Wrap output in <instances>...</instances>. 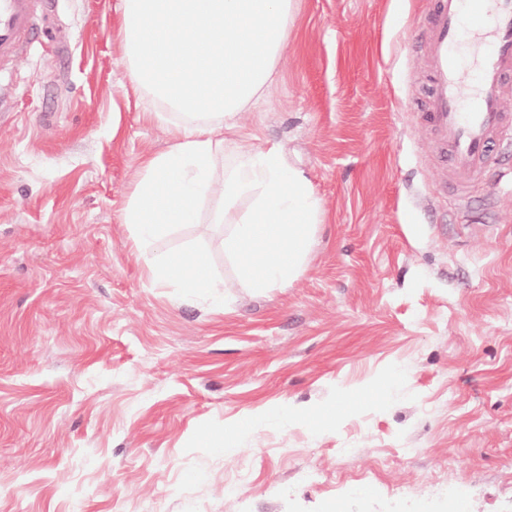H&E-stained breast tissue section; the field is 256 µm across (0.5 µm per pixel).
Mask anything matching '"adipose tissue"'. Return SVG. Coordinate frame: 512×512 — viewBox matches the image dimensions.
Instances as JSON below:
<instances>
[{
	"label": "adipose tissue",
	"mask_w": 512,
	"mask_h": 512,
	"mask_svg": "<svg viewBox=\"0 0 512 512\" xmlns=\"http://www.w3.org/2000/svg\"><path fill=\"white\" fill-rule=\"evenodd\" d=\"M295 0H120L118 28L135 80L159 104L148 120L165 123L168 151L145 156L122 212L135 247L200 221L202 199L214 204L213 223L250 199L252 214L223 240L240 282L256 290L290 284L300 273L322 206L310 180L289 167L278 144H239L240 163L218 179L226 136L264 91L288 36ZM211 50L200 63L192 42ZM196 251L150 265L161 286L192 287L191 273L207 262Z\"/></svg>",
	"instance_id": "ef3b65f1"
}]
</instances>
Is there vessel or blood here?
I'll use <instances>...</instances> for the list:
<instances>
[{
    "instance_id": "obj_1",
    "label": "vessel or blood",
    "mask_w": 512,
    "mask_h": 512,
    "mask_svg": "<svg viewBox=\"0 0 512 512\" xmlns=\"http://www.w3.org/2000/svg\"><path fill=\"white\" fill-rule=\"evenodd\" d=\"M45 0H0V76L13 72L36 39ZM481 35L475 84L461 78L464 36ZM429 91L422 114L435 151L460 186L484 180L496 140L512 139V0H431L421 21Z\"/></svg>"
}]
</instances>
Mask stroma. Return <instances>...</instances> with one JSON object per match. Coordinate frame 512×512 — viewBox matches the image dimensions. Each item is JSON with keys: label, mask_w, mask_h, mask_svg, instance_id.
<instances>
[{"label": "stroma", "mask_w": 512, "mask_h": 512, "mask_svg": "<svg viewBox=\"0 0 512 512\" xmlns=\"http://www.w3.org/2000/svg\"><path fill=\"white\" fill-rule=\"evenodd\" d=\"M117 4L50 0L66 58L41 36L0 78V512H512V181L439 183L425 0H296L237 141L279 144L324 222L265 291L221 247L246 198L135 251L170 141ZM194 248L216 294L153 283Z\"/></svg>", "instance_id": "1"}]
</instances>
